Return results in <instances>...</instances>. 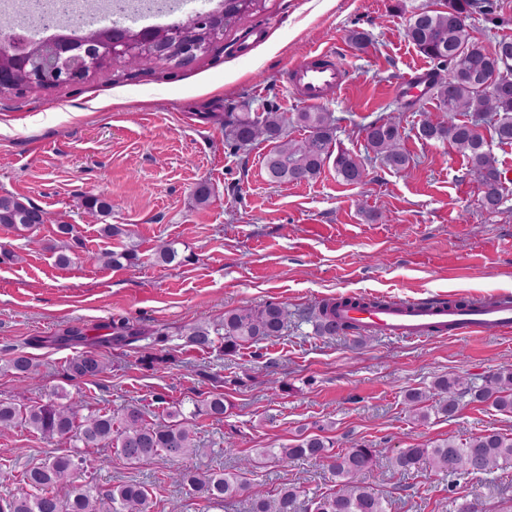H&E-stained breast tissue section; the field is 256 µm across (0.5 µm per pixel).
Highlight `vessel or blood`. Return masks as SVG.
<instances>
[{"label":"vessel or blood","instance_id":"vessel-or-blood-1","mask_svg":"<svg viewBox=\"0 0 512 512\" xmlns=\"http://www.w3.org/2000/svg\"><path fill=\"white\" fill-rule=\"evenodd\" d=\"M348 77L346 67L330 50L309 52L287 72L293 94L312 106L337 95ZM339 316L360 331L409 341L444 334L476 335L488 327L512 329V296L471 300L460 309L420 299L393 301L379 308L348 305L340 308Z\"/></svg>","mask_w":512,"mask_h":512}]
</instances>
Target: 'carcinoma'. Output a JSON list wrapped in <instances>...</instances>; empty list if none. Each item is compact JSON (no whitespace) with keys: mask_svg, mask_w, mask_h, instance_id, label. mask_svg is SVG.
Here are the masks:
<instances>
[{"mask_svg":"<svg viewBox=\"0 0 512 512\" xmlns=\"http://www.w3.org/2000/svg\"><path fill=\"white\" fill-rule=\"evenodd\" d=\"M493 0H445V8L428 10L415 7L406 20L405 35L420 53L437 62L438 68L424 78L427 93L436 100V108L448 113V123L421 120L417 133L428 141L446 142L468 161V175L481 188L479 208L491 215L503 204L506 187L498 161L485 138L474 126H489L491 137L501 144H512V56L503 57L495 49L478 40L467 24L474 14L488 15ZM266 0H224V17L191 27L182 21L181 34L187 47L200 45L207 53L224 32L243 17L264 10ZM177 61V53L166 57L136 54L128 63L138 71L161 60ZM466 114L471 120H454L455 114ZM304 131L300 138L288 134V127ZM337 118L324 107L294 112L265 111L227 112L224 114V137L240 149L255 141L275 143L266 157V170L273 183H303L319 176L328 163H333L336 175L348 184L361 182L359 168L365 167L358 156L340 147ZM365 149L373 159L398 173H408L411 158L402 147L403 134L392 116L380 117L361 129ZM84 204L87 213L104 221L101 232L108 238L128 236L129 230L120 224H107L112 204L104 197L88 195ZM49 213L43 208L12 195L0 196V225L17 232H30L47 222ZM72 224L57 225L61 245L53 247L57 264L66 267L71 258L68 242L74 239ZM100 260L106 265L132 266L138 262L133 249L107 251ZM346 300L325 299L298 314L313 323L320 336L334 338L350 335L351 326L336 320V309ZM288 308L268 302L258 307L227 310L216 323L194 324L185 328V343L209 349L220 343L224 354H233L244 345H252L278 337L288 329ZM145 335L135 325L121 323L112 326L108 337L89 339L78 327H73L58 341L91 346H130ZM10 370L33 379L37 365L31 356L20 352L7 362ZM108 369L97 350H85L68 364L69 378L78 380L96 377ZM470 396L473 402L492 404L500 411L512 413V368L491 371L476 383L461 377L437 378L430 389H412L405 394V404L418 421L429 418V411L451 418L459 409L460 398ZM82 402L69 404L49 399L31 405L0 401V431L23 425L46 439L67 438L75 447L118 449L131 463L146 461L163 452L172 458H184L196 452L192 419L198 415L221 419L228 410L224 395L212 394L194 409L184 413L177 408L168 412L171 422L150 423L143 410L129 404L119 416L101 410L80 414ZM335 442L320 434H309L295 444L282 448H267L264 454L272 459L288 461L312 458L326 462L336 477L335 488L308 500L306 512H387V501L364 482L381 449L354 443L340 452L333 451ZM427 461L431 469L448 477V492L455 493V478L490 475L504 465L512 464V436L486 432L457 442L445 439L433 445L416 444L401 448L393 457L395 467L404 473ZM87 466L86 457L73 452L49 457L25 471L24 481L33 489L0 503V512H152V501L146 488L137 482H122L106 490L73 485L68 495L60 498L50 488L71 482L74 473ZM254 464L241 459L234 471L210 472L182 467L174 470L173 478L211 504L231 506L244 497L248 512H297L300 492L294 486H283L268 495L261 485L248 478Z\"/></svg>","mask_w":512,"mask_h":512,"instance_id":"cac0c4a2","label":"carcinoma"}]
</instances>
